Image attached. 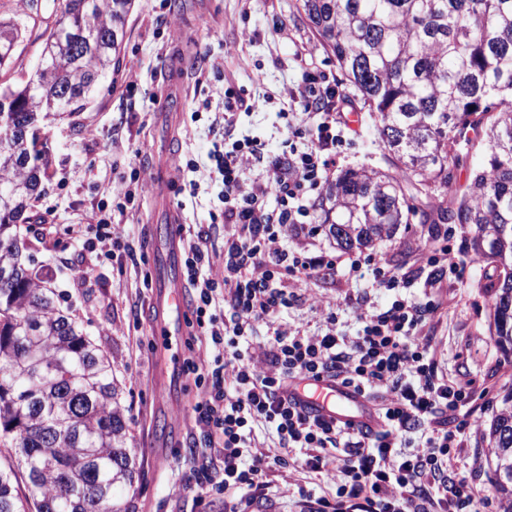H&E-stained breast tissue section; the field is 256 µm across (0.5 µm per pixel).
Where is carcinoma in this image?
Returning <instances> with one entry per match:
<instances>
[{
    "mask_svg": "<svg viewBox=\"0 0 512 512\" xmlns=\"http://www.w3.org/2000/svg\"><path fill=\"white\" fill-rule=\"evenodd\" d=\"M134 0H57L33 78L0 82V512H128L133 485L127 409L112 362L29 270L20 225L43 192L49 158L41 125L92 100L119 64ZM343 75L380 116L379 137L418 192L438 195L437 219L468 229L493 264L486 285L492 335L512 360V0H296ZM40 0L0 14V70L10 67ZM482 128L484 161L448 203L454 138ZM318 224L343 250L392 238L416 213L400 181L348 169L325 188ZM502 512H512V386L487 432ZM29 494L21 496L19 484Z\"/></svg>",
    "mask_w": 512,
    "mask_h": 512,
    "instance_id": "obj_1",
    "label": "carcinoma"
}]
</instances>
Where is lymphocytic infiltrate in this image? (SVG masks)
<instances>
[{
    "mask_svg": "<svg viewBox=\"0 0 512 512\" xmlns=\"http://www.w3.org/2000/svg\"><path fill=\"white\" fill-rule=\"evenodd\" d=\"M289 97L307 121L289 126L287 158L266 156L249 136L209 154L224 221L234 227L224 238L223 269L194 239L184 246L192 313L211 345L207 362L183 361L184 373L196 377L195 422L208 447L194 459V478L223 489L225 512H240L239 492L267 497L268 471L287 459L253 445V426L262 422L275 429L280 447L303 449L302 469L335 484L331 496L305 499L308 512H480L472 479L454 463L491 401L473 382L441 374L433 337L420 333L437 308L404 295L408 276L377 254L349 260V276L370 277L373 288L391 295L387 305L361 306L353 336L333 314L316 332L274 320L298 300L285 277L305 284L338 269L333 256L290 252L283 243L302 231L312 193L332 178L347 102L328 76L308 72ZM261 323L268 339L256 349L248 332ZM323 378L378 400L377 428L308 416L289 398L294 381Z\"/></svg>",
    "mask_w": 512,
    "mask_h": 512,
    "instance_id": "lymphocytic-infiltrate-1",
    "label": "lymphocytic infiltrate"
}]
</instances>
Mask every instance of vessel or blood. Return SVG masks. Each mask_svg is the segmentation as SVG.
<instances>
[{
  "mask_svg": "<svg viewBox=\"0 0 512 512\" xmlns=\"http://www.w3.org/2000/svg\"><path fill=\"white\" fill-rule=\"evenodd\" d=\"M159 233L164 240V251L154 305L159 310L168 307L182 312L187 308L185 281L179 263L183 231L180 225L166 224ZM292 395L309 415L348 421L364 428L377 424L362 395L331 380L315 381L308 387L297 386Z\"/></svg>",
  "mask_w": 512,
  "mask_h": 512,
  "instance_id": "b4317fda",
  "label": "vessel or blood"
}]
</instances>
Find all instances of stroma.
<instances>
[{
    "label": "stroma",
    "instance_id": "1",
    "mask_svg": "<svg viewBox=\"0 0 512 512\" xmlns=\"http://www.w3.org/2000/svg\"><path fill=\"white\" fill-rule=\"evenodd\" d=\"M294 2L135 0L120 70L100 80L85 111L63 116L44 131L50 177L22 227L25 254L31 268L48 275L62 306L111 360L124 388L139 471L133 487L119 493L130 512H224L223 491L185 485L190 451L201 441L192 419L194 376H179L175 404L158 394L168 359H184L191 351L205 360L210 345L204 339L186 349V337L179 334L170 352L159 349L151 311L157 264L149 231L152 222L178 216L181 223L201 227L213 261L223 264L222 185L211 174L209 152L224 137L214 117L224 109L225 89L255 103L254 109L239 114L234 137L258 138L269 155L279 156L288 136V90L300 83L303 72H326L358 116L357 127L346 128L345 141L336 150L335 170L399 173L387 164L377 113L346 81ZM42 4L10 71L13 78L28 77L38 64L42 35L54 21L52 0ZM168 157L185 162V171L162 174L161 163ZM137 175L147 185L123 215L134 251L113 260L96 257L73 240L68 227L85 221L97 207L112 209L113 184ZM465 238L463 229L416 218L375 250L409 273L422 266L424 252L443 242L464 259L463 270L435 291L441 314L426 321L423 331L434 336L449 378L476 379L495 398L512 385V363L503 360L489 330L491 299L485 286L493 267L467 249ZM309 289L311 300L285 309L278 323L317 330L326 313L316 308L315 299L346 294L350 300L337 318L352 333L358 327V298L381 304L389 299L372 290L369 281L352 280L342 271L313 280ZM457 462L459 471L472 475L483 512H497L481 433L471 435ZM266 479L274 497L247 504L246 512H302L301 489L316 496L334 491L333 484L310 479L293 467L270 471Z\"/></svg>",
    "mask_w": 512,
    "mask_h": 512
}]
</instances>
